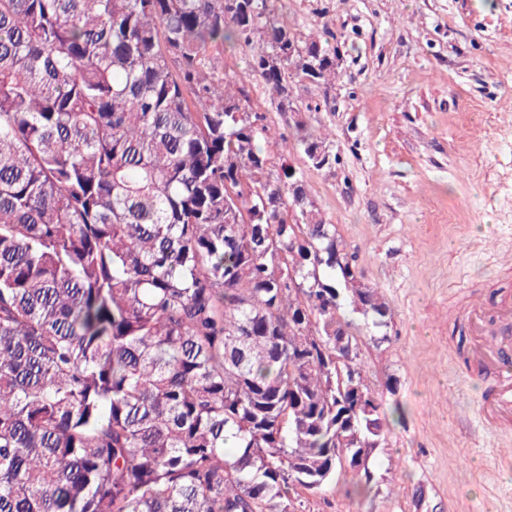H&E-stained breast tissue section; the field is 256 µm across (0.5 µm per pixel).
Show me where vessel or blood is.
Wrapping results in <instances>:
<instances>
[{"label": "vessel or blood", "mask_w": 512, "mask_h": 512, "mask_svg": "<svg viewBox=\"0 0 512 512\" xmlns=\"http://www.w3.org/2000/svg\"><path fill=\"white\" fill-rule=\"evenodd\" d=\"M475 353L488 382L482 398L479 420L486 426L512 422V340L500 337L481 342Z\"/></svg>", "instance_id": "1"}]
</instances>
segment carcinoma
I'll list each match as a JSON object with an SVG mask.
<instances>
[{
	"label": "carcinoma",
	"instance_id": "obj_1",
	"mask_svg": "<svg viewBox=\"0 0 512 512\" xmlns=\"http://www.w3.org/2000/svg\"><path fill=\"white\" fill-rule=\"evenodd\" d=\"M333 39L276 0H0V512H290L384 441L342 297L389 310L210 56L310 111Z\"/></svg>",
	"mask_w": 512,
	"mask_h": 512
}]
</instances>
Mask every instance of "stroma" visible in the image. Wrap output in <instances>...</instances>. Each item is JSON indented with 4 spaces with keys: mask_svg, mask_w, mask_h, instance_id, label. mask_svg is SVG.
I'll return each mask as SVG.
<instances>
[{
    "mask_svg": "<svg viewBox=\"0 0 512 512\" xmlns=\"http://www.w3.org/2000/svg\"><path fill=\"white\" fill-rule=\"evenodd\" d=\"M298 33L329 23L342 56L332 108L273 112L246 51L222 53L273 134H329L335 168L294 147L328 222L390 315L359 313L360 359L388 428L369 483L351 469L294 496V512H512V428L474 416L468 311L512 302V0H279Z\"/></svg>",
    "mask_w": 512,
    "mask_h": 512,
    "instance_id": "stroma-1",
    "label": "stroma"
}]
</instances>
